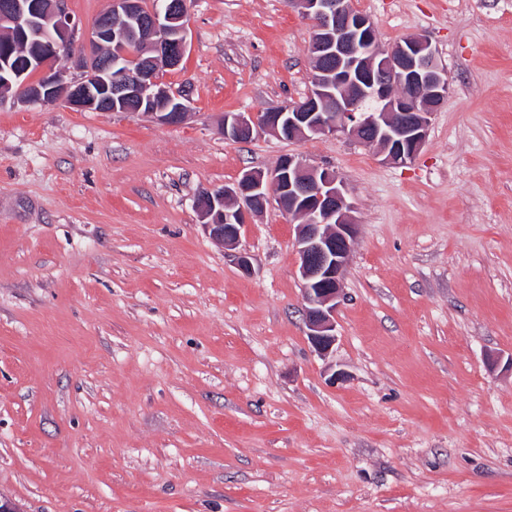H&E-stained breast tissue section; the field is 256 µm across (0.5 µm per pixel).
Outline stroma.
Instances as JSON below:
<instances>
[{"label": "stroma", "mask_w": 512, "mask_h": 512, "mask_svg": "<svg viewBox=\"0 0 512 512\" xmlns=\"http://www.w3.org/2000/svg\"><path fill=\"white\" fill-rule=\"evenodd\" d=\"M428 38L448 97L389 164L345 136L224 140L310 87L286 0H188L178 125L0 106V497L19 512H512V0H355ZM334 170L357 236L328 356L297 222L251 216L242 274L200 189ZM345 380L331 382L332 373Z\"/></svg>", "instance_id": "stroma-1"}]
</instances>
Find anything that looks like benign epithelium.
Here are the masks:
<instances>
[{
  "label": "benign epithelium",
  "mask_w": 512,
  "mask_h": 512,
  "mask_svg": "<svg viewBox=\"0 0 512 512\" xmlns=\"http://www.w3.org/2000/svg\"><path fill=\"white\" fill-rule=\"evenodd\" d=\"M313 32L311 88L303 99L271 112H227L220 132L243 143L257 134L299 141L346 135L384 160L412 162L426 143L434 112L448 97V71L423 36L382 48L373 23L353 0H288ZM129 20L124 40L144 47L137 67L123 52L102 58L117 40L112 17ZM186 4L157 0H109L88 42L75 43L78 23L67 0H0V30L10 35L0 51V101L24 105L62 104L80 111L129 112L164 124L189 115L188 98L160 79L178 67L187 51ZM77 60L82 74L70 76ZM278 177L248 170L220 189H203L196 199L200 222L224 245L240 271H251L249 253L238 249L247 219L276 202L296 226L295 249L302 282L306 335L327 356L337 341L336 311L343 298V273L356 238L353 206L337 174L288 155Z\"/></svg>",
  "instance_id": "obj_1"
}]
</instances>
